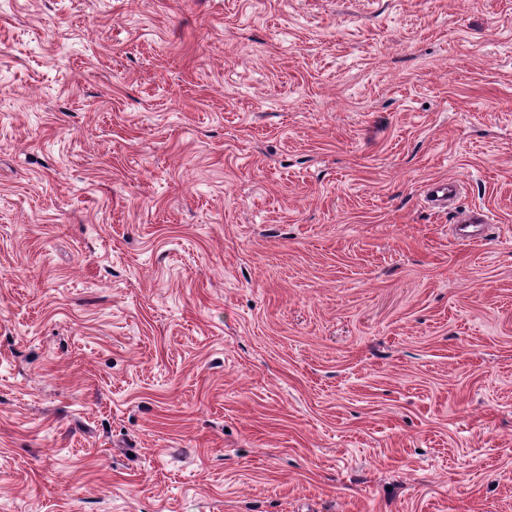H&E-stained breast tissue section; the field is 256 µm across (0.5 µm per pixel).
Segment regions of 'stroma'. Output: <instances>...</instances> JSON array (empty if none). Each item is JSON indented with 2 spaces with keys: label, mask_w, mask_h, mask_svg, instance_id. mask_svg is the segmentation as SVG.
Masks as SVG:
<instances>
[{
  "label": "stroma",
  "mask_w": 512,
  "mask_h": 512,
  "mask_svg": "<svg viewBox=\"0 0 512 512\" xmlns=\"http://www.w3.org/2000/svg\"><path fill=\"white\" fill-rule=\"evenodd\" d=\"M0 512H512V0H0ZM460 184L457 180H439L427 185L424 195L425 203L435 209L448 207L459 194ZM455 223L460 224L457 225L459 232L469 227H474L475 229L473 231L460 232L459 234L471 240H477L482 237L481 235L486 225L491 223V218L490 214L486 211L471 210L458 216Z\"/></svg>",
  "instance_id": "stroma-1"
}]
</instances>
